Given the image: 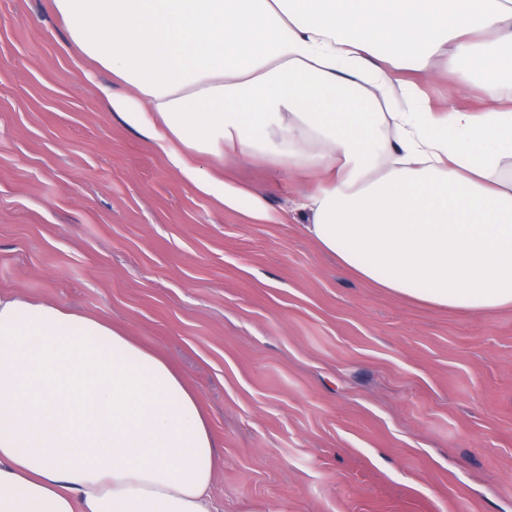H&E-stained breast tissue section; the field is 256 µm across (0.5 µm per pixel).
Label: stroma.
Instances as JSON below:
<instances>
[{
  "label": "stroma",
  "mask_w": 512,
  "mask_h": 512,
  "mask_svg": "<svg viewBox=\"0 0 512 512\" xmlns=\"http://www.w3.org/2000/svg\"><path fill=\"white\" fill-rule=\"evenodd\" d=\"M224 171L280 223L197 193L108 112L46 0H0V291L186 373L224 512H512V306L360 280L303 233L310 181Z\"/></svg>",
  "instance_id": "stroma-1"
}]
</instances>
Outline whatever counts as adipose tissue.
I'll return each instance as SVG.
<instances>
[{"label": "adipose tissue", "mask_w": 512, "mask_h": 512, "mask_svg": "<svg viewBox=\"0 0 512 512\" xmlns=\"http://www.w3.org/2000/svg\"><path fill=\"white\" fill-rule=\"evenodd\" d=\"M100 100L184 182L268 221L242 156L312 177L304 233L437 307L512 305V0H50ZM478 83L479 109L418 76ZM169 361L101 317L0 294V512H223Z\"/></svg>", "instance_id": "1"}]
</instances>
